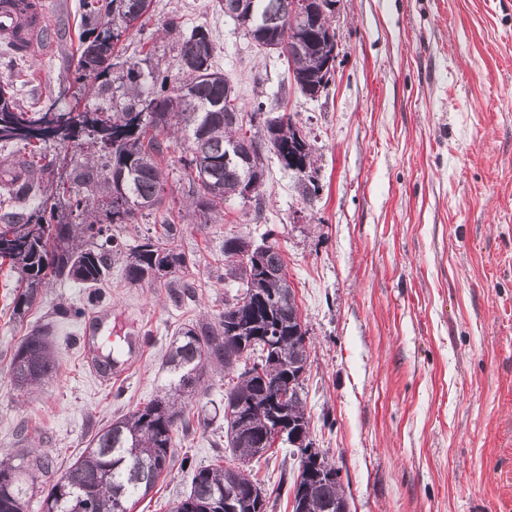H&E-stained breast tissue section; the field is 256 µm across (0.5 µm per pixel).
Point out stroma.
Segmentation results:
<instances>
[{
  "instance_id": "35a3bbf8",
  "label": "stroma",
  "mask_w": 512,
  "mask_h": 512,
  "mask_svg": "<svg viewBox=\"0 0 512 512\" xmlns=\"http://www.w3.org/2000/svg\"><path fill=\"white\" fill-rule=\"evenodd\" d=\"M43 2L52 36L41 59L0 41V84L24 106L44 102L76 65L78 0ZM216 2L152 0L150 22L122 44L126 57L150 42L152 64L177 78L165 21L208 26L214 66L243 108L264 100L267 117L292 114L314 140L321 191L304 198L269 152L258 200L232 199L223 222L200 223L182 136L161 159L163 206L185 217L193 298L174 303L162 281L129 284L118 261L101 288L49 279L18 322L16 277L0 268V460L52 459L27 492L28 512H41L101 426L168 384L174 334L216 321L232 301L225 237L258 245L270 229L308 331L310 437L339 468L350 512H512V0H343L337 74L316 100ZM63 306L120 317L144 341L135 365L103 383L83 320L61 318ZM35 329L48 331L59 363L44 385L19 390L9 360ZM175 438L169 472L130 512H170L194 468L234 463L223 419ZM298 466L286 446L255 466L272 491L268 512H291Z\"/></svg>"
}]
</instances>
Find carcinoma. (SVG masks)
Instances as JSON below:
<instances>
[{"mask_svg":"<svg viewBox=\"0 0 512 512\" xmlns=\"http://www.w3.org/2000/svg\"><path fill=\"white\" fill-rule=\"evenodd\" d=\"M143 0H79L81 32L73 83L90 88L101 99L91 109L78 104L57 108L58 100L24 110L15 92L0 86V142L30 149V160L0 182L10 199L23 200L40 188V178L56 167L57 157L47 143L80 145L93 137L96 159L73 165L68 180L58 181L41 205L31 212L0 206V260L17 274L13 316L22 319L45 287L47 274L89 286L103 283L112 261L122 260L127 280L141 283L166 278L190 289L194 282L179 277L189 260L176 245L181 217L162 214L161 232L145 236L124 252L115 242L112 226L135 224L140 216L158 213L166 192L160 157L167 137L188 136L190 154L181 158L192 188L195 208L204 223L224 220V202L238 194L250 166L244 158L261 159L273 152L283 167L293 171L305 198L318 194L316 148L291 115L267 119L262 129L244 133V120H254L265 102L255 100L250 117L232 80L214 68L215 44L204 25L188 26L171 16L164 31L178 36L177 57L182 78L170 82L156 68L143 70L150 54L138 61L122 57L119 43L130 29L128 18L144 28L150 12H141ZM293 0H251L255 22L247 26L257 45L278 40L281 55L291 57L299 92L323 94L325 44L318 32L293 26ZM186 86L188 94L176 89ZM249 244L238 236L224 239V277L240 282L241 293L224 304L218 321L191 322L179 329L166 353L170 381L149 403L101 428L82 455L52 485L42 502L43 512H113L121 501L135 505L155 488L170 465L176 447V427L193 426L186 400L202 389L209 368L224 369V437L239 464L204 467L194 471L189 494L174 503L171 512H267L270 495L248 468L249 462L272 447L275 427L287 429L284 443L300 453L293 479L291 512H343L347 502L340 470L320 453L307 455L309 417L300 396V372L308 365L304 330L277 246L254 258ZM274 348L266 351V337ZM254 359L250 371L242 362ZM56 368L47 336L35 333L16 348L10 363L15 386L40 385ZM284 393L288 399L275 420L269 405ZM46 454L14 464L0 463V512H26L20 474L47 471Z\"/></svg>","mask_w":512,"mask_h":512,"instance_id":"carcinoma-1","label":"carcinoma"}]
</instances>
